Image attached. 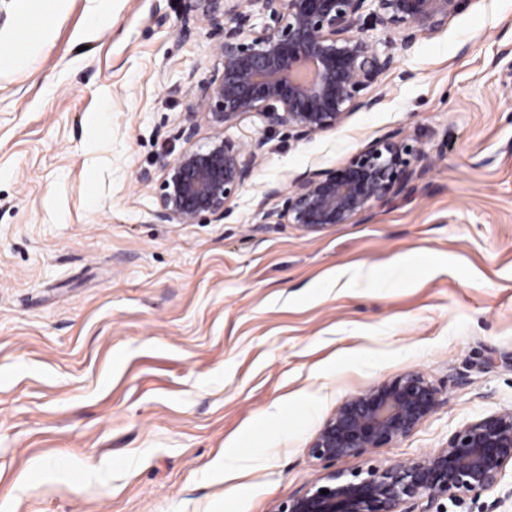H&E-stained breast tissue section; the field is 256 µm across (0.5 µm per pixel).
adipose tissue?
Returning a JSON list of instances; mask_svg holds the SVG:
<instances>
[{"mask_svg":"<svg viewBox=\"0 0 512 512\" xmlns=\"http://www.w3.org/2000/svg\"><path fill=\"white\" fill-rule=\"evenodd\" d=\"M70 0H10L11 21L0 28V75L24 68L53 37Z\"/></svg>","mask_w":512,"mask_h":512,"instance_id":"obj_1","label":"adipose tissue"}]
</instances>
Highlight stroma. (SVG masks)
Listing matches in <instances>:
<instances>
[{
  "instance_id": "stroma-1",
  "label": "stroma",
  "mask_w": 512,
  "mask_h": 512,
  "mask_svg": "<svg viewBox=\"0 0 512 512\" xmlns=\"http://www.w3.org/2000/svg\"><path fill=\"white\" fill-rule=\"evenodd\" d=\"M193 6L112 0L90 31L70 0L44 52L0 75V512H275L323 473L309 446L336 407L413 370L443 405L345 469L512 408V0H472L407 52L366 25L396 57L374 109L308 140L243 116L225 137L266 145L228 216L158 224L163 167L217 64L216 30H182ZM394 133L433 161L392 202L318 232L261 223L269 188ZM402 256L385 286L325 285ZM277 402L256 461L214 477ZM284 410L283 405L273 404L271 405L261 416L256 420L253 429L248 432L240 441L228 445L224 448V453L220 458L215 460L212 464V468L215 472L224 475V472L228 470H234L240 467V463L247 460L243 445L245 442H249L254 436L257 430L265 425V423L271 418L280 416Z\"/></svg>"
}]
</instances>
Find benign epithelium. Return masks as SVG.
Segmentation results:
<instances>
[{"mask_svg":"<svg viewBox=\"0 0 512 512\" xmlns=\"http://www.w3.org/2000/svg\"><path fill=\"white\" fill-rule=\"evenodd\" d=\"M367 0H196L182 29L219 25L221 40L205 100L185 112L180 154L163 167L159 224H196L227 216V203L250 178L265 144L236 143L224 128L258 113L269 131L288 128L311 139L370 110L365 94L395 59L363 36ZM375 24L397 33L408 50L441 31L472 0H375ZM213 129L198 144L199 120ZM429 155L393 134L342 170L308 172L291 189L268 190L283 203L262 212L264 224L318 230L347 224L399 193L428 167ZM443 403L442 391L417 371L344 400L310 444L313 458L336 469L276 512H430L439 500L462 501L497 487L512 469V409L468 423L447 446L403 463L347 471L339 464L410 435ZM328 493H322V490Z\"/></svg>","mask_w":512,"mask_h":512,"instance_id":"1","label":"benign epithelium"}]
</instances>
